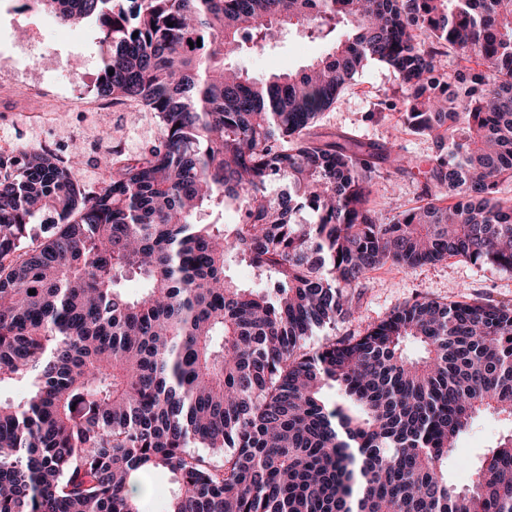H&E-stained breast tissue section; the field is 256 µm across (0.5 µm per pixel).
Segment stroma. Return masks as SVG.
<instances>
[{
  "label": "stroma",
  "instance_id": "35a3bbf8",
  "mask_svg": "<svg viewBox=\"0 0 512 512\" xmlns=\"http://www.w3.org/2000/svg\"><path fill=\"white\" fill-rule=\"evenodd\" d=\"M47 17V12L27 9L25 0H0V89L8 86L13 91L9 97L0 92V152L20 145L52 147L77 139L86 156L76 177L85 187L96 188L102 181L94 162L98 152L112 148L131 156L140 154L160 141V126L129 102L97 112L77 108L59 112L50 124L31 122L19 112L15 101L25 97L32 84L69 98L96 96L100 64L87 51L99 45L98 26L84 21L61 24L48 32L44 29ZM329 48L326 40L292 30L277 45L241 55L236 64L249 75L267 77L298 70ZM401 98L393 70L380 63L368 64L342 91L335 107L324 112L316 128L323 136L345 134L367 144L393 147L408 159L405 171L382 173L373 183L370 205L386 217L393 216L397 207L421 203L427 173L437 155L430 139L405 130L401 112L378 111L379 102ZM422 297L444 303L465 298L512 302V271L477 268L456 258L409 270L391 265L375 269L356 291V314L335 327L315 330L304 346L313 351L334 338L362 335L393 310ZM506 430L494 416H480L461 440L458 458H477Z\"/></svg>",
  "mask_w": 512,
  "mask_h": 512
}]
</instances>
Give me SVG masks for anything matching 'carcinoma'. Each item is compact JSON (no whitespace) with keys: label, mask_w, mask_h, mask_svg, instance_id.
<instances>
[{"label":"carcinoma","mask_w":512,"mask_h":512,"mask_svg":"<svg viewBox=\"0 0 512 512\" xmlns=\"http://www.w3.org/2000/svg\"><path fill=\"white\" fill-rule=\"evenodd\" d=\"M27 2L95 19L97 95L161 140L103 156L97 190L77 148L0 155V386L31 387L0 400V512H146L153 472L167 512H512V430L448 474L477 418L512 422L511 303L416 299L302 345L388 263L512 271V0ZM286 27L335 47L261 81L230 64ZM370 61L438 150L436 192L389 221L371 187L404 157L312 132Z\"/></svg>","instance_id":"carcinoma-1"}]
</instances>
